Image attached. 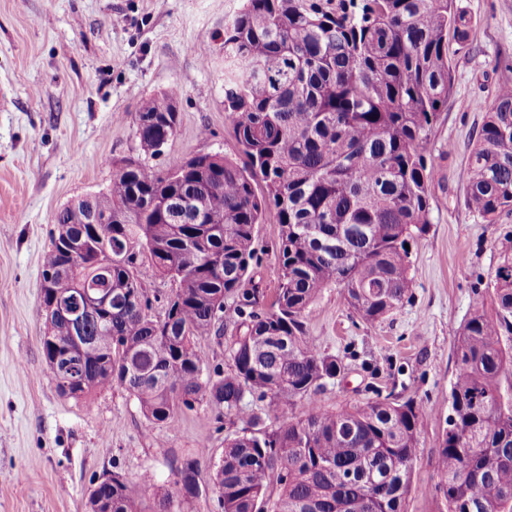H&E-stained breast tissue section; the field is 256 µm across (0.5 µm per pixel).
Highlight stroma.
I'll return each mask as SVG.
<instances>
[{
    "instance_id": "stroma-1",
    "label": "stroma",
    "mask_w": 512,
    "mask_h": 512,
    "mask_svg": "<svg viewBox=\"0 0 512 512\" xmlns=\"http://www.w3.org/2000/svg\"><path fill=\"white\" fill-rule=\"evenodd\" d=\"M243 0H0V512H84L93 483L143 472L170 488L183 459L199 463L185 512H218L209 464L243 421L208 410L153 425L124 388L62 394L41 351L40 270L65 206L106 191L114 166L139 158L134 118L171 87L178 131L154 157L161 171L196 153L237 157L224 110V21ZM469 40L451 44L453 91L428 145L436 175L431 222L412 245L413 288L386 319L367 323L340 289L315 301L308 336L347 369L322 391L333 410L377 395L415 398L427 413L406 512H445L434 491L439 439L455 373L454 335L504 253L512 215L487 224L464 205L466 162L486 112L512 84V0H459ZM259 306L279 282L273 221L255 231Z\"/></svg>"
}]
</instances>
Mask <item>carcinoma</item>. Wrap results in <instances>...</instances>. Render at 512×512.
<instances>
[{"label":"carcinoma","instance_id":"obj_1","mask_svg":"<svg viewBox=\"0 0 512 512\" xmlns=\"http://www.w3.org/2000/svg\"><path fill=\"white\" fill-rule=\"evenodd\" d=\"M471 30L457 0H245L224 23V111L245 161L207 153L176 172L151 166L177 132L168 91L136 114L142 158L115 167L106 192L56 215L57 224L75 209L112 216L73 225L101 261L62 275L54 241L42 261L63 300L80 285L112 289V311L85 321L87 383L71 397L116 384L157 425L202 407L220 423L246 416L215 465L220 512H404L421 405L319 407L316 395L346 365L311 343L307 321L326 288L341 289L368 323L410 297L405 245L431 223L428 145L454 86L448 36L461 44ZM464 205L488 224L512 213V86L478 130ZM269 218L280 228V283L258 312L249 273L256 226ZM157 275L178 282L159 316L142 288ZM488 295L454 340L435 485L447 512H512L511 253ZM229 308L245 331L228 343L225 370L196 342L224 335ZM70 336V323L56 322V343H41L45 360L64 357ZM248 397L263 409L245 412ZM198 470L183 460L154 512H181ZM156 492L152 475L132 483L119 472L98 490L110 512H144Z\"/></svg>","mask_w":512,"mask_h":512}]
</instances>
